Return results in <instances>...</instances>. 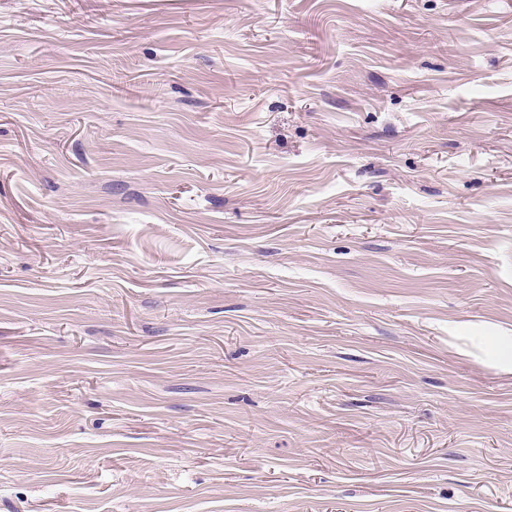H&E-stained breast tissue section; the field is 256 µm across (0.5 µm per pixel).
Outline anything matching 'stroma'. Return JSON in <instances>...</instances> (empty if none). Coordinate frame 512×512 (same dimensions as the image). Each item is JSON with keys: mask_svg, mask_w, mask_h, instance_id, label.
<instances>
[{"mask_svg": "<svg viewBox=\"0 0 512 512\" xmlns=\"http://www.w3.org/2000/svg\"><path fill=\"white\" fill-rule=\"evenodd\" d=\"M512 0H0V512H512ZM479 348L503 374L512 375V330L476 336Z\"/></svg>", "mask_w": 512, "mask_h": 512, "instance_id": "stroma-1", "label": "stroma"}]
</instances>
